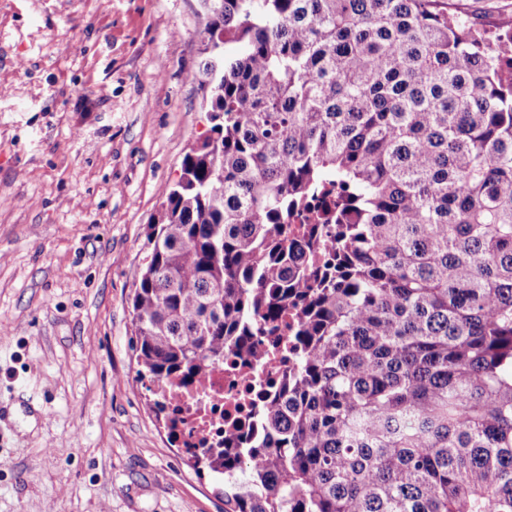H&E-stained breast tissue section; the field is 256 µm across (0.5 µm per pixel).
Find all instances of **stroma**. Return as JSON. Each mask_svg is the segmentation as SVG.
Masks as SVG:
<instances>
[{"label": "stroma", "instance_id": "obj_1", "mask_svg": "<svg viewBox=\"0 0 512 512\" xmlns=\"http://www.w3.org/2000/svg\"><path fill=\"white\" fill-rule=\"evenodd\" d=\"M512 25V0H458ZM199 0H0V512H224L137 382L147 234L209 130Z\"/></svg>", "mask_w": 512, "mask_h": 512}]
</instances>
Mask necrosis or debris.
Returning a JSON list of instances; mask_svg holds the SVG:
<instances>
[{
    "label": "necrosis or debris",
    "mask_w": 512,
    "mask_h": 512,
    "mask_svg": "<svg viewBox=\"0 0 512 512\" xmlns=\"http://www.w3.org/2000/svg\"><path fill=\"white\" fill-rule=\"evenodd\" d=\"M294 322V315H287L276 322L273 333L253 337V344L264 353L262 360L229 354L189 386L167 381L155 385V392L169 399L166 413L172 426L171 438L186 453L220 442L229 424L250 431L256 395L273 400L281 373L294 362Z\"/></svg>",
    "instance_id": "1"
}]
</instances>
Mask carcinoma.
<instances>
[{
	"label": "carcinoma",
	"instance_id": "cac0c4a2",
	"mask_svg": "<svg viewBox=\"0 0 512 512\" xmlns=\"http://www.w3.org/2000/svg\"><path fill=\"white\" fill-rule=\"evenodd\" d=\"M200 4L210 135L148 235L138 382L259 357L292 311L257 437L189 457L225 512H512V32L452 0Z\"/></svg>",
	"mask_w": 512,
	"mask_h": 512
}]
</instances>
